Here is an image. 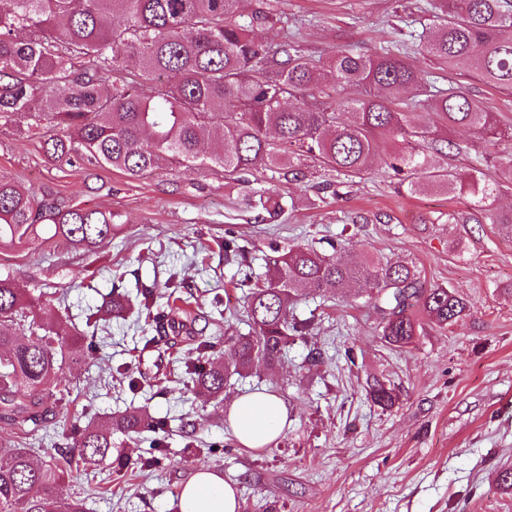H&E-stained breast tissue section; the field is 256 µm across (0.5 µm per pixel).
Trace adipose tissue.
Returning <instances> with one entry per match:
<instances>
[{
    "label": "adipose tissue",
    "instance_id": "obj_1",
    "mask_svg": "<svg viewBox=\"0 0 512 512\" xmlns=\"http://www.w3.org/2000/svg\"><path fill=\"white\" fill-rule=\"evenodd\" d=\"M228 421L239 443L261 449L274 441L288 423V410L273 393L257 390L233 400ZM180 512H238L234 487L207 468L195 471L183 484Z\"/></svg>",
    "mask_w": 512,
    "mask_h": 512
}]
</instances>
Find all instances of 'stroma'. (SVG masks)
<instances>
[{
  "instance_id": "35a3bbf8",
  "label": "stroma",
  "mask_w": 512,
  "mask_h": 512,
  "mask_svg": "<svg viewBox=\"0 0 512 512\" xmlns=\"http://www.w3.org/2000/svg\"><path fill=\"white\" fill-rule=\"evenodd\" d=\"M431 0H240L243 15L264 12L275 23L264 37L299 43L305 56L324 60L337 51L380 52L407 34L411 21L430 19ZM409 61L421 77L467 88L512 132V92L468 76L435 70L416 48ZM460 154L437 164L493 172L512 142H490L448 130ZM384 144L366 175L337 183L335 173L305 164L298 177L261 169L247 184L227 187L218 167H161L139 178L83 160L56 166L45 160L35 135L0 125V176L35 195L115 217L112 237L92 252L35 238L0 248V274L22 292L41 297L38 318H63L90 344L65 364L69 403L59 406L39 436L24 438L0 421V448L33 449L36 459L61 455L72 425L142 410L168 423V457L142 470L140 457L155 435L114 433L112 457L93 471H73L65 494L84 498L87 512H179L183 483L199 468L219 473L239 491V512H512V490L498 482L512 466V236L498 225L458 224L452 213L468 199L439 190L409 193L386 167ZM336 184V192L325 184ZM273 190L290 205L275 219L253 210L255 190ZM247 246L256 273H264L272 246L345 239L355 260L414 266L426 285L450 288L469 304L445 329L422 308L417 334L397 348L381 336V313L370 295L347 302L334 292L298 304L294 314L315 325L299 336L274 370L231 377L223 395L194 393L172 373L175 362H195L194 346L146 347L143 320L134 314L99 322L111 291L139 299L157 292L164 311L170 294L212 340L225 331L248 334L245 299L236 289L237 265L224 257V237ZM353 347L354 361L344 350ZM146 372L148 385L129 390L123 373ZM389 380L400 392L391 408L366 398V383ZM265 389L289 412L282 434L264 448L242 446L228 422L240 395ZM224 447L210 454L211 444Z\"/></svg>"
}]
</instances>
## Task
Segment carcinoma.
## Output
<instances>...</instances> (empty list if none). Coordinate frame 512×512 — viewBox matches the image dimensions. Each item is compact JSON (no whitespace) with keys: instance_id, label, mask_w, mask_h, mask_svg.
<instances>
[{"instance_id":"carcinoma-1","label":"carcinoma","mask_w":512,"mask_h":512,"mask_svg":"<svg viewBox=\"0 0 512 512\" xmlns=\"http://www.w3.org/2000/svg\"><path fill=\"white\" fill-rule=\"evenodd\" d=\"M0 7V125L28 133L53 129L41 148L47 160L68 163L84 156L95 167L138 177L163 165L218 166L236 183L259 167L273 173L309 158L345 178L366 173L381 143H401L388 167L412 193L443 188L474 199L473 210L512 235V209L493 207L501 179L512 177V155L494 174L463 175L435 167L429 152L448 156L457 144L433 127L414 124L407 93L426 97L450 127L500 138L494 113L464 88L436 87L418 77L400 53L340 51L322 63L309 61L294 41L268 45V16L237 14L239 0H9ZM440 13L419 35L420 53L437 66L473 75L512 91V0H440ZM135 63L141 84L123 72ZM357 96L325 100L328 79ZM223 137L200 150L208 129ZM249 206L271 218L285 201L255 193ZM48 227L52 237L86 251L112 238V212L38 199L0 177V247L19 246ZM327 255L312 246L273 249L268 277L259 280L246 246L224 238V256L238 264L235 287L248 289L252 333L227 336L232 367L214 358L215 343L192 327L153 312L155 290L142 293L140 316L171 347L175 338L196 345L200 359L192 384L218 396L230 374L279 363L289 341L307 336L308 319L290 315L301 297L336 291L349 297L368 290L384 302L382 336L395 347L416 335L415 306L445 328L466 314L467 302L444 287L426 286L403 263H357L343 245ZM34 301L0 275V419L23 434L38 427L64 399L59 374L70 347L83 340L67 323L29 319ZM378 406L392 407L397 394L378 378L368 385ZM165 430L140 411L110 422L74 427L65 435L62 461L38 464L28 448L0 451V512H86L83 500L63 493L72 467L96 465L112 456V433ZM166 459L158 443L142 464Z\"/></svg>"}]
</instances>
